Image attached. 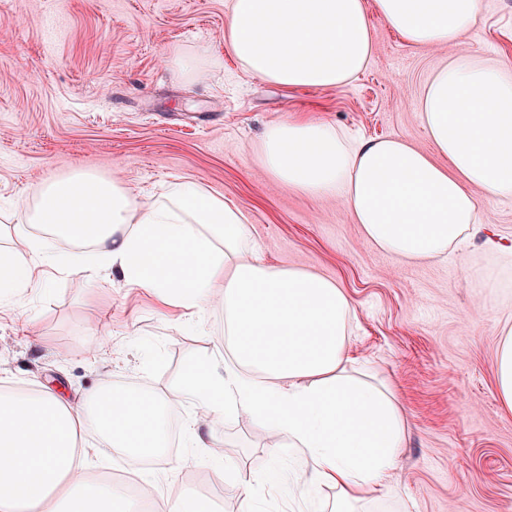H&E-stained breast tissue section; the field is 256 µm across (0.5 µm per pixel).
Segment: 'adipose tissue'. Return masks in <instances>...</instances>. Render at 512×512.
I'll return each mask as SVG.
<instances>
[{
	"mask_svg": "<svg viewBox=\"0 0 512 512\" xmlns=\"http://www.w3.org/2000/svg\"><path fill=\"white\" fill-rule=\"evenodd\" d=\"M482 0H230L224 42L251 77L291 89L353 83L373 55V18L406 44L453 50L476 24ZM419 118L434 149L405 138L358 140L308 119L268 124L259 147L265 176L300 193L335 197L379 248L410 261L440 259L476 225L481 200L512 198V66L451 57L427 82ZM27 223L92 244L88 256L0 248V306L22 305L29 288L58 273L117 270L125 285L175 308L224 309L233 366L215 377L195 364L166 399L113 393L76 414L51 387L0 391V512H141L120 487L67 476L84 460L77 438L92 429L101 454L142 458L166 446L162 405L190 402L227 420L247 413L278 457L307 451L314 483L336 492L335 512L397 498L392 480L407 422L392 383L350 352L355 310L337 281L258 255L247 212L223 193L175 177L146 198L123 181L85 171L45 181Z\"/></svg>",
	"mask_w": 512,
	"mask_h": 512,
	"instance_id": "adipose-tissue-1",
	"label": "adipose tissue"
}]
</instances>
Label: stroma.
Segmentation results:
<instances>
[{"label":"stroma","instance_id":"stroma-1","mask_svg":"<svg viewBox=\"0 0 512 512\" xmlns=\"http://www.w3.org/2000/svg\"><path fill=\"white\" fill-rule=\"evenodd\" d=\"M227 0H0V243L29 257L12 235L24 220L16 199L75 169L119 177L134 193L185 177L245 206L258 250L270 264L301 266L336 280L356 312L355 357L377 364L398 390L408 442L396 478L401 499L379 512H512V413L498 401L494 362L512 327V199L485 203L490 223L444 258L406 264L376 248L342 204L301 194L258 172V140L270 122L322 120L367 139L428 141L417 106L445 55L404 44L375 21L374 54L351 85L292 90L243 72L224 45ZM456 55L512 58V0H484ZM208 54L202 78L172 72L169 50ZM501 288H485L486 280ZM109 333L90 353L89 337ZM224 312L202 321L161 305L119 273L96 281L58 274L31 288L22 308L0 307V387L61 388L69 401L111 381L166 396L198 360L223 375ZM193 419L201 444L158 462L162 499L206 482L222 512H245L225 496L224 477L270 480L254 512H306L291 496L309 481L301 449L272 458L264 430L246 418L216 426ZM223 465L215 475L211 462Z\"/></svg>","mask_w":512,"mask_h":512}]
</instances>
